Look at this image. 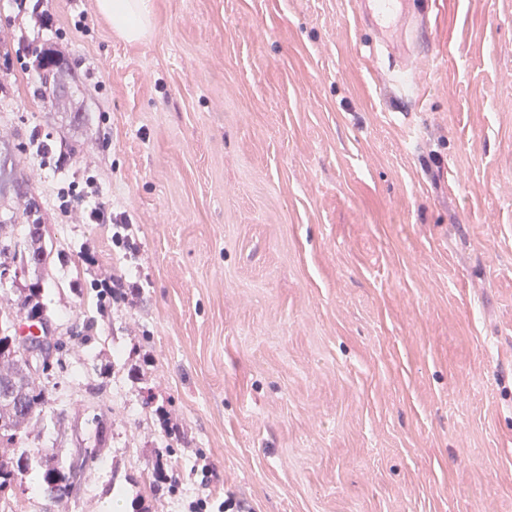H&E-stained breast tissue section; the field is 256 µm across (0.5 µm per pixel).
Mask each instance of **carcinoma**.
Instances as JSON below:
<instances>
[{"instance_id":"1","label":"carcinoma","mask_w":512,"mask_h":512,"mask_svg":"<svg viewBox=\"0 0 512 512\" xmlns=\"http://www.w3.org/2000/svg\"><path fill=\"white\" fill-rule=\"evenodd\" d=\"M7 225L0 224V266H12L22 272L31 266L40 267L46 263L48 253L43 245L44 225L33 221L26 228L29 247L17 251L12 248ZM43 288L35 282L22 289L19 299L21 308L29 315L45 316L46 308L41 301ZM14 319L0 316V384L17 385V396L12 399L0 398V447L10 453L0 456V492L32 472H37L40 487L48 500L59 503L70 497L75 482H83L87 471L98 461L100 448L112 427L106 412L93 415L89 439L93 445L84 455L72 454L67 458L54 455L53 450L43 443L34 446H18V439L27 433L29 427L42 421L47 414L62 420L64 410L57 407V382L54 370L61 365L65 341L56 343L52 360L42 371L32 376L12 355L15 344Z\"/></svg>"}]
</instances>
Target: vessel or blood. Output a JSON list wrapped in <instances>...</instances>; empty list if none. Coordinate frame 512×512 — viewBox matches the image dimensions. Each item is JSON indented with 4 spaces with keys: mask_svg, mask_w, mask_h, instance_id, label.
Segmentation results:
<instances>
[{
    "mask_svg": "<svg viewBox=\"0 0 512 512\" xmlns=\"http://www.w3.org/2000/svg\"><path fill=\"white\" fill-rule=\"evenodd\" d=\"M361 27L372 30L388 45L404 41L410 28L425 12L422 0H356Z\"/></svg>",
    "mask_w": 512,
    "mask_h": 512,
    "instance_id": "b4317fda",
    "label": "vessel or blood"
}]
</instances>
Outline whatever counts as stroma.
I'll return each instance as SVG.
<instances>
[{
    "mask_svg": "<svg viewBox=\"0 0 512 512\" xmlns=\"http://www.w3.org/2000/svg\"><path fill=\"white\" fill-rule=\"evenodd\" d=\"M40 5L0 0V44L64 49L81 91L0 64V167L50 253L0 310L40 281L69 345L34 433L64 458L114 424L77 494L27 480L14 512H512V0H428L405 60L353 0H152L134 43ZM89 180L135 249L64 210ZM106 269L130 301H97Z\"/></svg>",
    "mask_w": 512,
    "mask_h": 512,
    "instance_id": "1",
    "label": "stroma"
}]
</instances>
